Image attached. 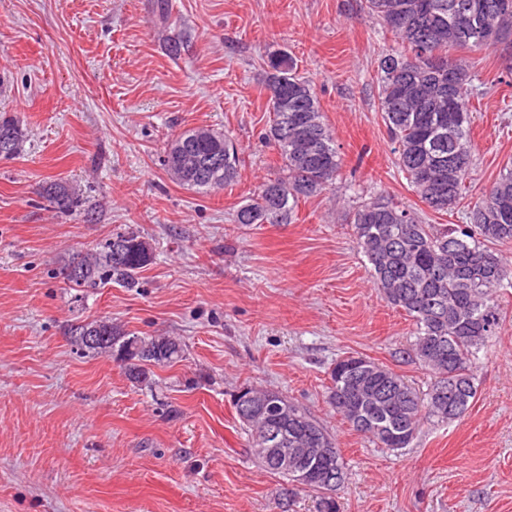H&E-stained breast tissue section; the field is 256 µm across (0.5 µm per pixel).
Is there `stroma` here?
<instances>
[{
	"label": "stroma",
	"mask_w": 512,
	"mask_h": 512,
	"mask_svg": "<svg viewBox=\"0 0 512 512\" xmlns=\"http://www.w3.org/2000/svg\"><path fill=\"white\" fill-rule=\"evenodd\" d=\"M398 46L365 0H0V113L25 129L22 153L0 158V512H317L310 493L285 501L250 455L233 407L247 386L281 391L335 438L341 512H512V286L460 419L424 418L396 453L328 403L349 355L422 393L432 379L400 357L415 327L373 286L358 207L383 195L423 223L459 224L512 161V49L459 52L486 86L472 170L453 210L420 203L379 109L377 61ZM278 52L314 85L342 169L292 223L238 224L280 171L262 138ZM195 127L235 142L234 184L205 194L170 179L167 145ZM51 181L81 207L52 208ZM128 230L153 252L138 288L62 278L73 255ZM101 317L178 339L184 360L132 382L64 334ZM42 196L61 213H70L79 207L80 199L66 182H50L42 186Z\"/></svg>",
	"instance_id": "1"
}]
</instances>
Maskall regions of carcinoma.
<instances>
[{"mask_svg":"<svg viewBox=\"0 0 512 512\" xmlns=\"http://www.w3.org/2000/svg\"><path fill=\"white\" fill-rule=\"evenodd\" d=\"M496 0H365L369 14L391 33L401 48L378 60L379 108L395 144L396 168L420 202L434 211L455 206L472 163L469 100L484 94L473 74L451 54L512 45V8L493 9ZM273 117L265 139L276 149L282 174L262 184L257 196L241 206L237 224H289L298 202L335 183L342 160L324 121L314 86L297 73L286 53L269 57L264 77ZM453 101H448V88ZM5 157L22 151L24 132L15 117L0 114ZM239 151L224 133L197 127L169 144L164 166L178 184L210 192L237 177ZM42 196L61 213L79 207L74 188L65 182L42 186ZM356 238L371 265L373 283L383 298L406 312L416 325L415 342L402 356L421 363L432 375L426 397L419 396L393 369L362 356L336 360L331 369L329 403L350 426L382 448L408 447L422 416L442 422L461 418L477 394L476 355L500 325L503 311L494 293L512 285V264L491 245L512 242V168L505 167L466 222L437 228L423 224L410 210L379 196L361 206L353 221ZM152 261L148 242L135 231L125 244L110 239L104 247L81 255L77 277L60 275L79 288L113 283L132 288ZM106 342L86 345L67 333L87 354L126 352L128 378L152 382L140 360L156 366L183 361L181 343L166 336H137L100 318ZM235 412L251 440L260 465L286 480L283 496L299 492L319 497L318 512H339L326 494L319 459L288 456L281 463L277 447L264 448L262 432L276 429L286 448H330L344 466L336 440L303 407L272 389L243 388ZM303 470L314 472L308 485L296 484Z\"/></svg>","mask_w":512,"mask_h":512,"instance_id":"carcinoma-1","label":"carcinoma"}]
</instances>
